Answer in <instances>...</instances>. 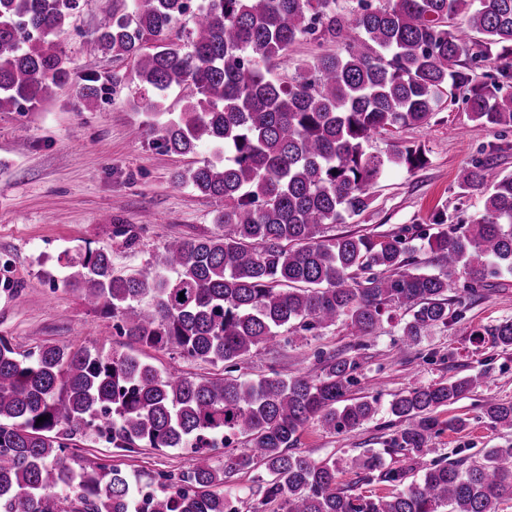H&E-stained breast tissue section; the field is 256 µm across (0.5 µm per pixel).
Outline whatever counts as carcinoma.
Instances as JSON below:
<instances>
[{
    "label": "carcinoma",
    "mask_w": 512,
    "mask_h": 512,
    "mask_svg": "<svg viewBox=\"0 0 512 512\" xmlns=\"http://www.w3.org/2000/svg\"><path fill=\"white\" fill-rule=\"evenodd\" d=\"M191 0H141L131 14L102 19L98 44L136 60V76L157 98L185 92L180 116L162 128L159 146L211 158L177 177L224 202V232L178 238L155 255L151 272L116 275L112 256L86 248L65 283L90 308L117 321L129 342L224 365L222 377L164 374L129 353L46 343L17 351L0 337V512H238L224 474L262 471L264 499L279 512H497L512 501V447L482 457L424 460L444 430L469 419L440 420V409L480 385L483 374L414 386L389 403L394 430L385 453L411 454L406 468L384 469L379 453L347 465L397 487L378 498L340 487L336 460L297 450L311 421L336 434L375 414L347 397L361 368L344 351L319 355L320 373L256 381L238 366L281 332H319L338 323L362 339L398 310L400 350L460 314L457 288L480 295L488 279L512 275V175L496 172L493 153L462 168L459 187L481 196L469 224H450L418 239L437 273L414 267L410 228L381 235L325 236L372 202L371 188L391 167L426 163L422 147L367 151L373 135L423 125L462 97L472 121L512 129V93L474 65L496 59L512 80V0H201L187 46L169 37ZM78 0H0V112L35 108L70 76L59 48ZM465 20L457 22L459 15ZM301 39L339 46L286 81L271 66ZM143 227L116 224L133 244ZM184 297H179V293ZM512 349V320L487 331ZM482 417L512 427V402L487 399ZM47 420L36 423L42 416ZM87 431L112 447L191 448L192 468L135 484L103 464L74 469L66 442ZM236 436L242 454L216 451Z\"/></svg>",
    "instance_id": "obj_1"
}]
</instances>
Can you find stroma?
<instances>
[{"mask_svg": "<svg viewBox=\"0 0 512 512\" xmlns=\"http://www.w3.org/2000/svg\"><path fill=\"white\" fill-rule=\"evenodd\" d=\"M135 0H79L61 48L71 61L72 81L55 88L51 98L26 112H0V336L19 351L44 343L75 348L96 346L135 353L161 372L212 376L221 366L192 361L171 350L144 348L117 335L111 317L88 307L79 290L68 286L66 260L85 248L112 255L118 274L147 270L153 256L172 239L218 232L215 216L222 202L177 183V173L211 156L208 147L191 155L157 148L159 128L176 117L184 94L173 90L151 106L135 76L133 60L103 51L97 41L101 17L129 14ZM98 78L100 96L85 111L76 96L84 77ZM402 145L426 151L424 167L392 168L373 188V203L362 216L330 225L329 234L384 235L401 226L431 230V217L444 210L450 222L466 221L480 212L478 196L464 193L459 170L495 151L497 168L512 173V130L501 132L473 122L463 103L444 106L421 126L375 136L368 144L384 154ZM143 224L134 245L113 236L114 224ZM397 312L390 323L365 339L359 348L362 365L356 397L375 398L376 413L361 427L331 434L307 424L299 448L312 457L343 462L341 485L351 493L386 496L393 487L366 477L347 462L366 449L382 448L391 431L388 402L415 385L486 372L484 384L441 412V419L469 418L461 432H443L426 457H479L489 448L512 446V428L481 418L479 406L488 397L512 401V350L495 347L486 332L512 319V275L490 280L481 298L463 304L461 319L432 329L404 354H397ZM484 334L474 340L473 331ZM346 325L319 335L298 333L276 339L241 364L239 377L258 378L277 371L298 373L302 356L354 345ZM72 465L108 461L131 478L146 472L179 475L193 465L187 448L162 451L140 448L124 452L94 434L77 438L69 453Z\"/></svg>", "mask_w": 512, "mask_h": 512, "instance_id": "obj_1", "label": "stroma"}]
</instances>
